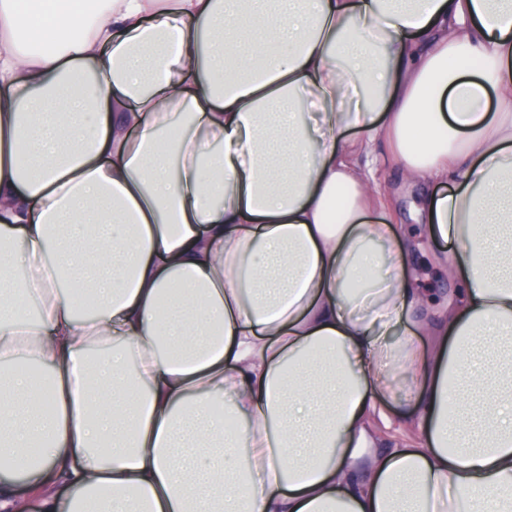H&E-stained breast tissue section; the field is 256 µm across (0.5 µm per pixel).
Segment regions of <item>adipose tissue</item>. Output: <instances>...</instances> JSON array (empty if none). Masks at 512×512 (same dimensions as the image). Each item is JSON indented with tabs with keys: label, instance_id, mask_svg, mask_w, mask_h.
Masks as SVG:
<instances>
[{
	"label": "adipose tissue",
	"instance_id": "obj_1",
	"mask_svg": "<svg viewBox=\"0 0 512 512\" xmlns=\"http://www.w3.org/2000/svg\"><path fill=\"white\" fill-rule=\"evenodd\" d=\"M382 140L455 186L444 309L372 217ZM491 329L512 5L0 0V455L41 512H512Z\"/></svg>",
	"mask_w": 512,
	"mask_h": 512
}]
</instances>
